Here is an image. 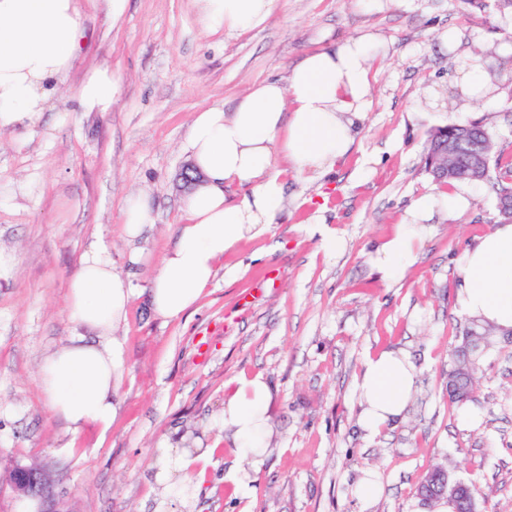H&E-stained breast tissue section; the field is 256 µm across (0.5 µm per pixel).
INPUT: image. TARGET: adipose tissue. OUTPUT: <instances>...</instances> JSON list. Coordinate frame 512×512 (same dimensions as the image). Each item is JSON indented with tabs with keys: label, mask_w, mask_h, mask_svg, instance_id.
I'll return each mask as SVG.
<instances>
[{
	"label": "adipose tissue",
	"mask_w": 512,
	"mask_h": 512,
	"mask_svg": "<svg viewBox=\"0 0 512 512\" xmlns=\"http://www.w3.org/2000/svg\"><path fill=\"white\" fill-rule=\"evenodd\" d=\"M209 32H245L266 23L274 0H197ZM86 40L80 0H0V129L33 124L66 78ZM379 54L368 35L307 54L285 79L255 85L232 111L215 106L197 113L188 129L192 164L202 183L181 200L182 224L163 256L151 288L157 316L181 317L216 276L217 264L246 239L267 233L287 204V175L323 174L353 148L371 107L370 70ZM112 75L90 73L76 99L85 110L112 106ZM241 192L238 201L229 198ZM479 192L468 185L418 198L394 235L377 248L373 264L390 282L403 278L426 239L436 212L465 214ZM123 232L134 248L133 264L144 259L135 246L154 227L149 198L129 196ZM459 312L497 331L512 330V223L497 224L458 259ZM133 296L130 282L112 268V255L90 247L69 283L68 312L74 333L48 355L39 387L52 412L72 432L89 425L108 431L117 413L123 366L116 329L125 322ZM416 366L404 353L368 357L358 380L365 401L361 424L380 433L400 419L415 383ZM270 389L262 375L237 380L224 402L223 427L236 453L255 458L266 447L265 419Z\"/></svg>",
	"instance_id": "1"
}]
</instances>
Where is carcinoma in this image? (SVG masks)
I'll list each match as a JSON object with an SVG mask.
<instances>
[{
    "mask_svg": "<svg viewBox=\"0 0 512 512\" xmlns=\"http://www.w3.org/2000/svg\"><path fill=\"white\" fill-rule=\"evenodd\" d=\"M448 144V155L441 157V162L448 169H463L468 163L472 151L480 152L495 169L497 177L487 178L492 183L496 196L512 190V159L505 160L501 155H494V143L492 133L478 123H470L466 126H450L438 128L430 133L425 146L424 164L427 172L434 169L435 157L442 144ZM475 330L483 337L481 348L478 351L461 345L457 350L456 362L448 371L447 383L455 382L457 386L448 391V398L453 403H465L472 399L476 389L477 375L481 370L479 357L483 356L491 346L495 330L479 325L469 326L463 331V336ZM462 499H450L453 512H467V504L475 500L472 483L463 482Z\"/></svg>",
    "mask_w": 512,
    "mask_h": 512,
    "instance_id": "obj_1",
    "label": "carcinoma"
}]
</instances>
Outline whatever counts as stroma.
Returning a JSON list of instances; mask_svg holds the SVG:
<instances>
[{"label":"stroma","instance_id":"1","mask_svg":"<svg viewBox=\"0 0 512 512\" xmlns=\"http://www.w3.org/2000/svg\"><path fill=\"white\" fill-rule=\"evenodd\" d=\"M88 41L39 120L0 130V512H40L17 498L8 472L39 465L62 512H436L416 488L437 466L475 484L481 512H512V343L482 362L469 405L482 420L460 427L446 391L470 320L455 308L456 260L490 232L496 195L483 186L459 219L438 214L404 277L384 280L376 249L411 204L440 187L425 171L429 133L469 112L512 156V12L496 0H275L264 27L204 31L196 0H127L119 18L86 5ZM450 30L452 43L440 35ZM371 35L372 106L353 150L321 179L289 177L288 207L262 237L218 264L192 311L165 321L150 306L156 264L181 223L195 113L232 109L248 87L287 72L311 51ZM473 55L494 60L497 100L456 85ZM96 68L113 78L110 110H82L76 88ZM143 191L156 224L136 244L122 236L127 194ZM335 231L344 245L322 243ZM106 247L136 293L116 332L124 374L108 432H70L37 379L43 359L73 329L66 307L80 256ZM142 249L146 263L128 261ZM396 350L418 373L402 419L370 436L357 381L368 356ZM262 375L270 436L244 482L221 426L242 377ZM210 449L188 487L155 480L160 444ZM377 476L373 501L355 494Z\"/></svg>","mask_w":512,"mask_h":512}]
</instances>
